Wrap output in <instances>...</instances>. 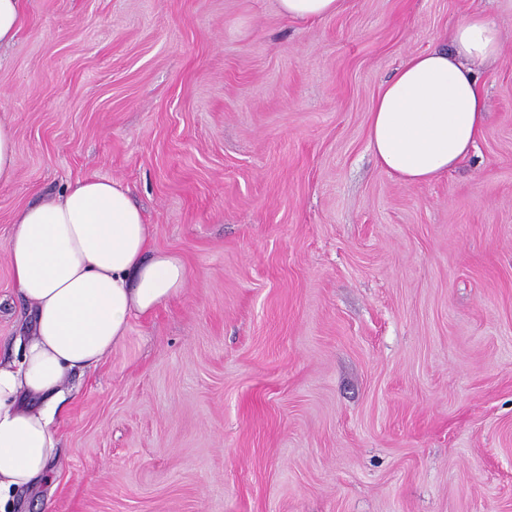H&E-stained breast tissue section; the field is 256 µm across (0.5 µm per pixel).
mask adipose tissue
I'll list each match as a JSON object with an SVG mask.
<instances>
[{"label": "adipose tissue", "mask_w": 512, "mask_h": 512, "mask_svg": "<svg viewBox=\"0 0 512 512\" xmlns=\"http://www.w3.org/2000/svg\"><path fill=\"white\" fill-rule=\"evenodd\" d=\"M447 40L407 58L369 114L378 164L407 183L454 170L481 134L475 67L499 56V32L490 18L470 14ZM151 239L128 188L99 176L16 213L6 251L33 327L20 358L0 359V512L46 481L68 376L96 369L122 345L132 317L150 315L185 288L182 258L152 249Z\"/></svg>", "instance_id": "adipose-tissue-1"}]
</instances>
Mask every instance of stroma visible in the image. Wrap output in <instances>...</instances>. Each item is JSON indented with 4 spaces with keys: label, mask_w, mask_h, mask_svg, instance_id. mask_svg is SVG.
Masks as SVG:
<instances>
[{
    "label": "stroma",
    "mask_w": 512,
    "mask_h": 512,
    "mask_svg": "<svg viewBox=\"0 0 512 512\" xmlns=\"http://www.w3.org/2000/svg\"><path fill=\"white\" fill-rule=\"evenodd\" d=\"M0 52V355L16 212L120 181L191 276L66 383L13 512H512V0H24ZM498 27L470 159L375 161L369 112L465 15ZM344 0H277L280 12L287 18L310 21L338 13ZM18 168L14 132L11 124L0 117V184L12 181Z\"/></svg>",
    "instance_id": "stroma-1"
}]
</instances>
